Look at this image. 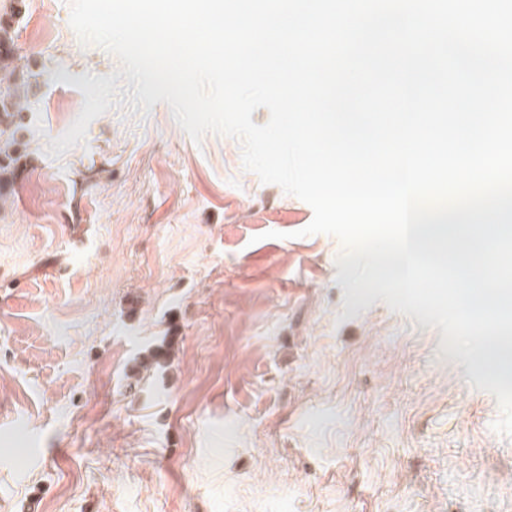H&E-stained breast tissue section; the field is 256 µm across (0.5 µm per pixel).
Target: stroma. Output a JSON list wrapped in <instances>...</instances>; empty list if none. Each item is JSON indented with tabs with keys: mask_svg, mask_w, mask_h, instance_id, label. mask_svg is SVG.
Segmentation results:
<instances>
[{
	"mask_svg": "<svg viewBox=\"0 0 512 512\" xmlns=\"http://www.w3.org/2000/svg\"><path fill=\"white\" fill-rule=\"evenodd\" d=\"M0 23L40 74L0 186V512H512L499 404L441 328L353 296L237 139L133 110L70 0ZM94 76L119 104L57 152Z\"/></svg>",
	"mask_w": 512,
	"mask_h": 512,
	"instance_id": "stroma-1",
	"label": "stroma"
}]
</instances>
